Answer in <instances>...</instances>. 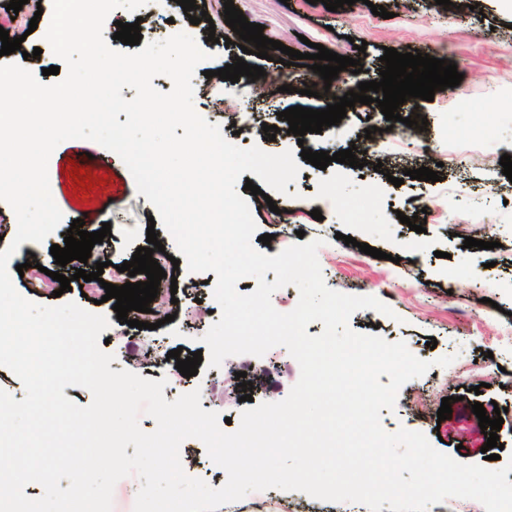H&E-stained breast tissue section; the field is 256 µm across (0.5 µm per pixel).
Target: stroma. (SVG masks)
<instances>
[{"label": "stroma", "mask_w": 512, "mask_h": 512, "mask_svg": "<svg viewBox=\"0 0 512 512\" xmlns=\"http://www.w3.org/2000/svg\"><path fill=\"white\" fill-rule=\"evenodd\" d=\"M10 0H0V27L10 37H22L18 52L6 60L24 66L34 76L44 68L58 65L45 39L53 0H28L18 14H11ZM249 22L262 24L264 36L282 42L301 53H308L309 43H319L339 55L361 61L360 80L378 79L380 58L385 48L398 52L422 53L432 56L446 53L456 63L463 79L460 85L435 92L433 101L424 102L427 118L426 140L416 138L382 146L385 157L382 172L372 166L357 169L332 163L320 170L307 161H300L296 180L289 183L286 194H273L276 210H269L266 201L256 200L250 191L241 196L250 205L258 234H271L270 244L262 253L274 256L296 243L298 238L321 240L318 260L326 285L334 290L371 295L387 304L393 317L378 319L377 333L383 339L405 342L410 351L432 361L424 376L410 380L400 390L394 409H381V425L394 433L405 428L423 433L436 450L464 464L487 463L501 468L512 459V374H503L498 385L475 394L473 386L483 382L489 361L512 360V344L500 342L498 325L512 319V181L500 169L481 166L477 157L464 149L474 143L481 151L497 154L512 150V0H466L463 7H444L435 0H409L406 9H399L396 0H372L354 7H340L331 12L322 0H233ZM208 18L191 25L176 0H147L138 13L118 9L104 27L105 38L113 48L116 22L139 23L143 42H157L192 28L201 49L209 53L206 65L221 68L244 56L247 63L263 66L268 77H275L277 60L282 53L273 51L271 60L256 55H242L239 46H225L208 41L210 30H223L224 0H196ZM380 5L390 11L384 19L371 12ZM38 18L37 29H30L31 18ZM365 43V52H358L357 43ZM42 54L30 58L33 49ZM195 112L209 123L219 125L224 137L242 148L260 146L265 152L278 154L285 150L307 147L315 151L335 153L362 146L366 129L385 125L381 112L369 111L358 104L347 108L341 123L324 128L321 133L304 138L279 132L275 140H266L262 130L270 122V106L306 105L304 95L277 93L267 98L257 94L247 77L227 85L210 84L202 75L193 79ZM231 107L235 122H228L223 109ZM432 144L444 153L460 148L461 153L450 166L439 169V181H418L403 178L406 169L429 166L425 144ZM96 154L98 173L110 195L97 199L94 212L114 226V234L104 254L105 260L119 265L131 260L136 249L146 244V229L154 227L157 238L169 255H177L163 225H150L149 216L155 207L139 195L135 180L114 152L95 142L68 139L52 152L49 162L58 165L63 175L62 187L52 189V198L63 215L60 226L44 242L20 245L19 255L34 252L44 268L38 279L40 289L29 286L30 279L12 273L16 291L24 298L47 306L74 302L84 309L107 316L110 325L102 336L106 352L114 356L111 370L127 366L133 347L154 345L170 351L180 349L182 357L202 349V336L220 319L218 307L209 284L217 275L209 271L192 273L180 268L176 304L170 305L174 321L149 330L136 331L135 340H128L129 325L118 322L109 303L104 302V288L98 281L84 283L82 288L54 297L56 288L50 273L56 264L50 253L55 244H63L73 220V209L85 198L74 192L71 172L82 167L86 150ZM401 186H394V179ZM443 198L447 210L435 218L417 212L413 200ZM320 210L322 220L311 216ZM416 217L422 232L410 231L401 216ZM466 226L465 236L454 233L455 224ZM353 237L355 245H345V237ZM496 241L495 249L486 250L464 245L465 237ZM366 243L381 249L384 259H376L359 251ZM436 348H429V340ZM492 358H485V351ZM442 356L451 357L449 366H436ZM267 359L278 362V368L252 390L255 403L283 400L300 377V368L286 348L269 350ZM137 374L150 380H165L173 396L200 390L203 409L219 413L239 423L242 402L224 397V371L199 366L196 376L176 374L175 366H138ZM452 398V415L441 421L437 411L443 398ZM427 400V409H419V400ZM483 406L498 404L504 408L505 430L499 431L502 448L498 459L485 461L481 451L485 443L483 430L472 413L474 403ZM218 512H369L360 503H335L313 499L295 491L270 489L250 493L245 498L226 504Z\"/></svg>", "instance_id": "1"}]
</instances>
